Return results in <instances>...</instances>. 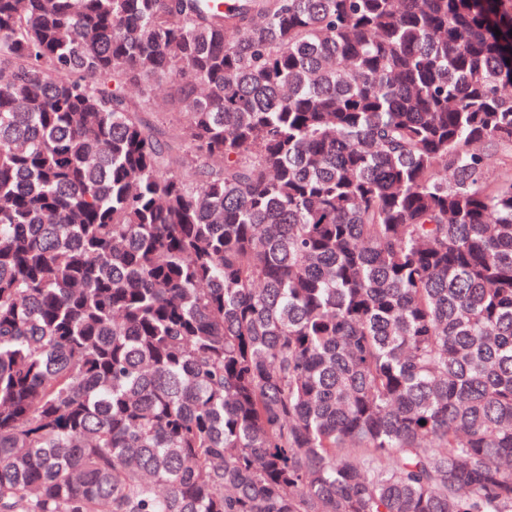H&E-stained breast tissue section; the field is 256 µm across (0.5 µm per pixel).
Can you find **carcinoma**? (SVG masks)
<instances>
[{"label": "carcinoma", "instance_id": "cac0c4a2", "mask_svg": "<svg viewBox=\"0 0 512 512\" xmlns=\"http://www.w3.org/2000/svg\"><path fill=\"white\" fill-rule=\"evenodd\" d=\"M509 59L512 0H0V512H512Z\"/></svg>", "mask_w": 512, "mask_h": 512}]
</instances>
